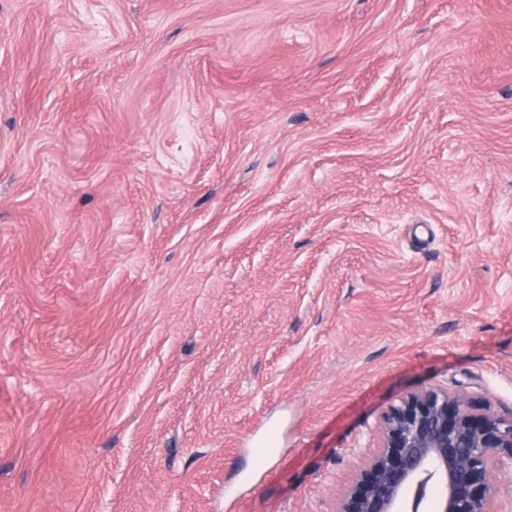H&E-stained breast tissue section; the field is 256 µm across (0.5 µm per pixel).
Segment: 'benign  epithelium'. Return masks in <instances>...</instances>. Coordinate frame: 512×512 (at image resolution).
I'll list each match as a JSON object with an SVG mask.
<instances>
[{
  "instance_id": "obj_1",
  "label": "benign epithelium",
  "mask_w": 512,
  "mask_h": 512,
  "mask_svg": "<svg viewBox=\"0 0 512 512\" xmlns=\"http://www.w3.org/2000/svg\"><path fill=\"white\" fill-rule=\"evenodd\" d=\"M504 484H512V417L475 414L466 394L429 388L382 415L377 446L363 453L336 512H500Z\"/></svg>"
}]
</instances>
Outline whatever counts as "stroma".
<instances>
[{
  "instance_id": "35a3bbf8",
  "label": "stroma",
  "mask_w": 512,
  "mask_h": 512,
  "mask_svg": "<svg viewBox=\"0 0 512 512\" xmlns=\"http://www.w3.org/2000/svg\"><path fill=\"white\" fill-rule=\"evenodd\" d=\"M433 387L512 415V0H0V512H335Z\"/></svg>"
}]
</instances>
